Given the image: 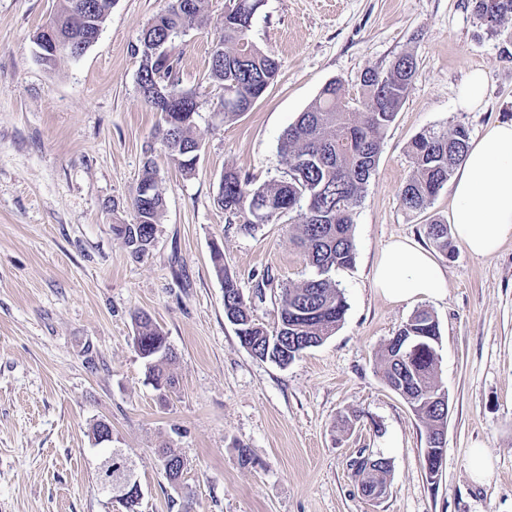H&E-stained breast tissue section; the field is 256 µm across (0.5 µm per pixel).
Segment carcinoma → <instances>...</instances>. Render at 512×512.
Masks as SVG:
<instances>
[{
	"mask_svg": "<svg viewBox=\"0 0 512 512\" xmlns=\"http://www.w3.org/2000/svg\"><path fill=\"white\" fill-rule=\"evenodd\" d=\"M94 0H61L54 17L61 34L76 35L84 27L86 8ZM204 0H172L157 13L142 32L134 53L139 56L138 86L143 82L159 85L180 97L176 109L152 95L144 96L147 104L159 112L168 136L162 138L170 160L190 174L194 167L185 164L191 153H182L198 139L195 97L177 89L174 74L177 60L173 56H150L147 43L165 40L174 29L186 31L202 15ZM262 0H229L224 8L222 32L217 42L220 57L210 59L209 76L224 88V121H232L253 106L274 84L279 72L276 58L249 39L252 19ZM472 10L490 34L498 35L504 22L512 18V0H472ZM417 60L410 53L399 56L387 71L367 69L362 76L364 110H350L341 82L326 84L316 99L299 114L280 143V153L288 165L286 176L259 186L233 168L224 170V211L241 218L240 229L251 232L270 224L285 214L294 213V244L307 256L311 272L297 284L282 288L279 320L269 331L256 323L251 306L237 281L224 271L223 254L213 250L217 275L224 281V314L236 321L237 337L253 356L282 366L304 351L320 345L335 333L344 319L347 303L331 273L352 266L355 258L352 237L353 213L373 175L384 132L394 121L411 89ZM469 130L458 125L449 132H430L416 137L410 146L412 171L401 190V202L412 213L426 210L452 177L467 154ZM266 205L261 220L253 218L251 202ZM135 222L115 224L113 232L142 257L149 247L142 243L146 227L161 223L164 199L154 190L152 201L141 205L139 192L132 199ZM426 238L443 256L452 253L448 224L434 220L425 225ZM135 346L148 362L149 377L155 389L168 390L175 379L167 365L175 356L154 361L165 336L146 312L135 314ZM397 335L421 338L422 347L409 356L389 342L381 356L384 382L406 393L415 416L426 427L427 447L438 430H447L448 415L437 399L435 384L436 344L439 327L426 309L415 311ZM362 475L360 491L373 484H387L388 459L360 456L354 461Z\"/></svg>",
	"mask_w": 512,
	"mask_h": 512,
	"instance_id": "obj_1",
	"label": "carcinoma"
}]
</instances>
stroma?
<instances>
[{"label":"stroma","instance_id":"35a3bbf8","mask_svg":"<svg viewBox=\"0 0 512 512\" xmlns=\"http://www.w3.org/2000/svg\"><path fill=\"white\" fill-rule=\"evenodd\" d=\"M227 2L206 0L204 21L173 43L179 87L199 103L202 150L187 176L139 91L134 52L171 0H116L98 40L51 67L33 36L59 0H0V512H125L99 479L116 448L141 484L139 512H512V242L489 257L453 243L440 260L448 288L436 297L392 303L372 283L389 241L427 246L425 224L449 214L448 186L424 212L402 208L411 141L458 125L475 138L512 121V22L488 34L470 0H265L249 37L275 55L279 75L226 122L208 62ZM404 53L417 59L413 85L354 211L355 261L332 274L344 320L288 366L256 358L224 315L214 249L268 327L281 288L311 268L290 241L293 218L247 233L224 212V170L258 184L284 176L280 140L323 86L342 81L360 106L365 70H388ZM475 68L486 96L465 111L457 96ZM149 158L165 207L137 258L112 226L133 223ZM266 277L274 285L256 297ZM419 309L439 324L436 376L449 398L432 478L424 424L379 374L385 345ZM138 311L177 355L164 397L134 345ZM100 420L112 426L102 444ZM164 448L186 462L178 484L161 467ZM475 448L493 468L489 482L468 472ZM369 453L391 463L377 502L362 495L352 465Z\"/></svg>","mask_w":512,"mask_h":512}]
</instances>
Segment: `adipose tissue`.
Returning <instances> with one entry per match:
<instances>
[{"mask_svg":"<svg viewBox=\"0 0 512 512\" xmlns=\"http://www.w3.org/2000/svg\"><path fill=\"white\" fill-rule=\"evenodd\" d=\"M450 222L456 239L473 255L495 254L512 241V122L486 128L470 145L454 181ZM374 286L388 301L435 296L448 286L443 267L408 239L382 250Z\"/></svg>","mask_w":512,"mask_h":512,"instance_id":"1","label":"adipose tissue"}]
</instances>
